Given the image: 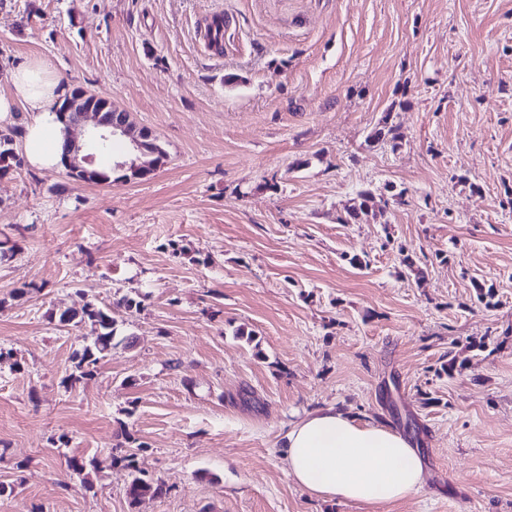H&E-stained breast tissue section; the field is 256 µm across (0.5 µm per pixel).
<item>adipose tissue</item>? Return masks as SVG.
<instances>
[{"label": "adipose tissue", "instance_id": "1", "mask_svg": "<svg viewBox=\"0 0 512 512\" xmlns=\"http://www.w3.org/2000/svg\"><path fill=\"white\" fill-rule=\"evenodd\" d=\"M0 92V123L25 109L35 115L26 127L24 153L36 167L59 161L65 131L57 108L67 92L49 60L26 59L10 68ZM279 446L290 476L311 495L325 500L388 503L407 498L424 482V464L409 440L383 425L359 421L328 406L292 424Z\"/></svg>", "mask_w": 512, "mask_h": 512}]
</instances>
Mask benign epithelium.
I'll list each match as a JSON object with an SVG mask.
<instances>
[{
  "instance_id": "benign-epithelium-1",
  "label": "benign epithelium",
  "mask_w": 512,
  "mask_h": 512,
  "mask_svg": "<svg viewBox=\"0 0 512 512\" xmlns=\"http://www.w3.org/2000/svg\"><path fill=\"white\" fill-rule=\"evenodd\" d=\"M88 93L83 89H76L59 109L58 115L66 129L82 128L87 138H68V147L63 154L61 167L66 174L76 180H81L87 168L95 165L96 154L103 151L110 143L112 137L121 134L131 140L134 150L140 153L144 160L134 165V169L149 172L153 170L149 153L145 150L144 141L147 132L133 129L128 122L126 114L121 113L110 120L102 116V112L89 104H84Z\"/></svg>"
}]
</instances>
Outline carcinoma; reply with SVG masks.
Segmentation results:
<instances>
[{
    "label": "carcinoma",
    "instance_id": "1",
    "mask_svg": "<svg viewBox=\"0 0 512 512\" xmlns=\"http://www.w3.org/2000/svg\"><path fill=\"white\" fill-rule=\"evenodd\" d=\"M22 160L14 148L12 136L0 134V176L21 167ZM88 324L93 334L92 342L74 355V365L67 377V382L75 384L94 376L98 364L112 354L116 343V329L112 319V309L107 306L90 304L79 313L62 312L58 317L60 323ZM112 463L122 465L127 471L126 494L130 503L135 504L147 495L161 496L167 492L165 483L158 477L149 476L140 466L136 454H126L112 458Z\"/></svg>",
    "mask_w": 512,
    "mask_h": 512
}]
</instances>
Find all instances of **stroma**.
I'll use <instances>...</instances> for the list:
<instances>
[{"label": "stroma", "mask_w": 512, "mask_h": 512, "mask_svg": "<svg viewBox=\"0 0 512 512\" xmlns=\"http://www.w3.org/2000/svg\"><path fill=\"white\" fill-rule=\"evenodd\" d=\"M28 57L166 156L0 177V512H512V0H0ZM88 303L123 341L69 387ZM329 405L412 439L418 492L303 491L279 441ZM112 464H120L127 471L126 494L132 505L146 495L161 496L167 492L165 483L160 478L146 474L145 469L140 466L136 454L113 457L110 467Z\"/></svg>", "instance_id": "stroma-1"}]
</instances>
